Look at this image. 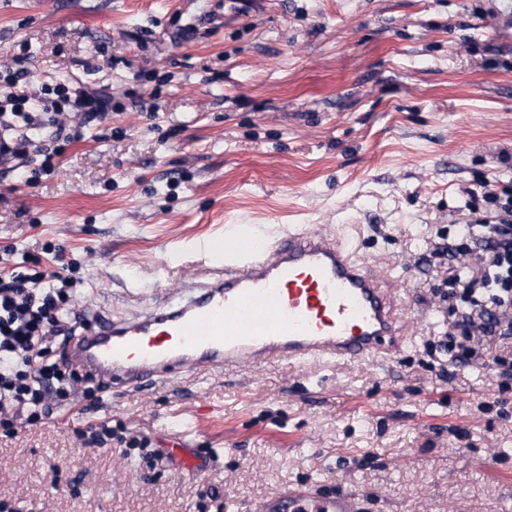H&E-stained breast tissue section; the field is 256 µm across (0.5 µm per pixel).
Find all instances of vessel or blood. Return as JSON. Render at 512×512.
Instances as JSON below:
<instances>
[{
  "instance_id": "vessel-or-blood-1",
  "label": "vessel or blood",
  "mask_w": 512,
  "mask_h": 512,
  "mask_svg": "<svg viewBox=\"0 0 512 512\" xmlns=\"http://www.w3.org/2000/svg\"><path fill=\"white\" fill-rule=\"evenodd\" d=\"M200 253L209 280L197 299L135 323L88 326L71 344L74 364L140 389L167 385L186 362L232 373L245 360H390L408 346L404 300L337 231L297 227L268 240L244 229L225 252L206 243ZM256 512H361L360 496L289 487Z\"/></svg>"
}]
</instances>
